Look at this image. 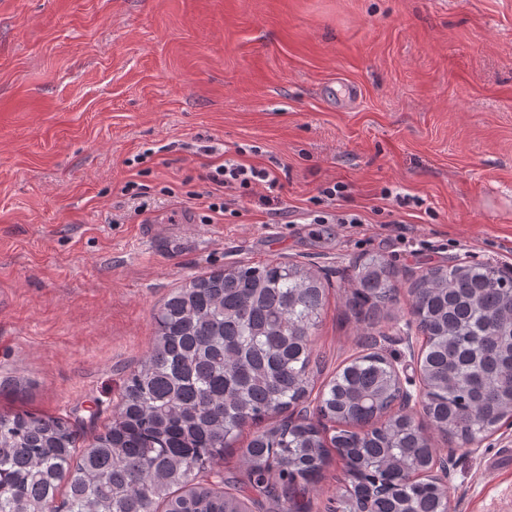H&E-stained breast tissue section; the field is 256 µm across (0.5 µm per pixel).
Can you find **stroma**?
I'll return each mask as SVG.
<instances>
[{
  "label": "stroma",
  "mask_w": 512,
  "mask_h": 512,
  "mask_svg": "<svg viewBox=\"0 0 512 512\" xmlns=\"http://www.w3.org/2000/svg\"><path fill=\"white\" fill-rule=\"evenodd\" d=\"M243 144L290 217L245 199L206 222V152ZM334 181L366 224L311 223ZM387 188L423 200L405 217L419 254L388 224ZM373 253L403 288L436 265L512 262V0H0V412L61 418L88 444L168 294L258 261L330 285L315 382L371 335L417 392L405 304L370 327L346 310ZM431 443L452 512H512V420L466 452ZM344 469L331 455L305 512H328Z\"/></svg>",
  "instance_id": "obj_1"
}]
</instances>
